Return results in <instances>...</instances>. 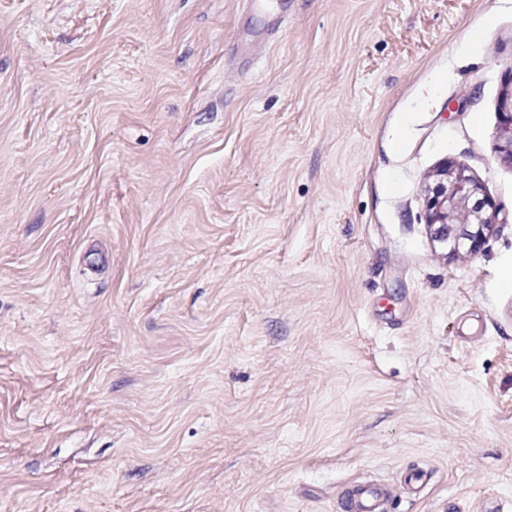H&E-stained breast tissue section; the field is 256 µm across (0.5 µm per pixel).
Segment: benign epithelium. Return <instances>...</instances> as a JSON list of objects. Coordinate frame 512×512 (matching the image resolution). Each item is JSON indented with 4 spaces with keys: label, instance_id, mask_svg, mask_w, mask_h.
Segmentation results:
<instances>
[{
    "label": "benign epithelium",
    "instance_id": "benign-epithelium-1",
    "mask_svg": "<svg viewBox=\"0 0 512 512\" xmlns=\"http://www.w3.org/2000/svg\"><path fill=\"white\" fill-rule=\"evenodd\" d=\"M497 132L502 158L512 161V90L504 93ZM425 221L433 241L447 250L448 256L476 255L481 252L500 209L461 161H452L434 174L426 187Z\"/></svg>",
    "mask_w": 512,
    "mask_h": 512
}]
</instances>
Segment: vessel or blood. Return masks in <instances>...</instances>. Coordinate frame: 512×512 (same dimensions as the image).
<instances>
[{"instance_id":"b4317fda","label":"vessel or blood","mask_w":512,"mask_h":512,"mask_svg":"<svg viewBox=\"0 0 512 512\" xmlns=\"http://www.w3.org/2000/svg\"><path fill=\"white\" fill-rule=\"evenodd\" d=\"M430 481V470L418 465L404 468L394 487L370 480L351 481L338 491L337 512H388L394 489H401L407 498L413 499L420 496Z\"/></svg>"}]
</instances>
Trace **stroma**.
I'll list each match as a JSON object with an SVG mask.
<instances>
[{
	"instance_id": "obj_1",
	"label": "stroma",
	"mask_w": 512,
	"mask_h": 512,
	"mask_svg": "<svg viewBox=\"0 0 512 512\" xmlns=\"http://www.w3.org/2000/svg\"><path fill=\"white\" fill-rule=\"evenodd\" d=\"M511 80L512 0H0V512H512ZM510 81V89L504 93L503 99L501 101V106L499 112L500 122H499V130L497 132L498 138V149L502 158L505 161H512V90H511ZM432 177L426 187L425 221L433 241L452 258L480 253L497 223L498 205L464 162L451 161ZM460 212L466 214L465 222L458 221ZM430 481L431 471L419 465L404 468L398 476L401 491L409 499L420 496ZM393 489L387 483L358 480L343 484L337 494V512H387Z\"/></svg>"
}]
</instances>
